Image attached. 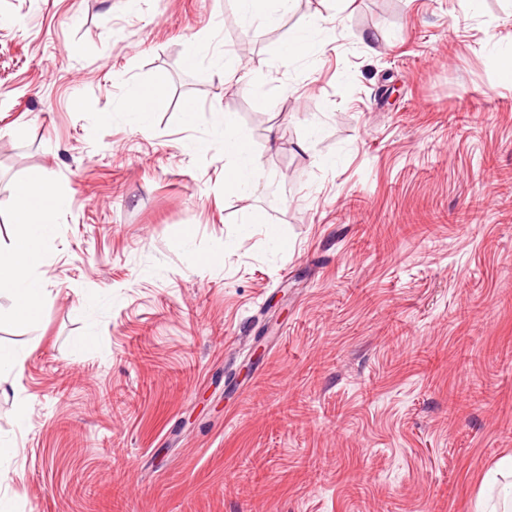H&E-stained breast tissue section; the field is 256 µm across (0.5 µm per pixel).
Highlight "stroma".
I'll list each match as a JSON object with an SVG mask.
<instances>
[{"instance_id":"35a3bbf8","label":"stroma","mask_w":512,"mask_h":512,"mask_svg":"<svg viewBox=\"0 0 512 512\" xmlns=\"http://www.w3.org/2000/svg\"><path fill=\"white\" fill-rule=\"evenodd\" d=\"M335 12L0 0V244L28 173L68 198L37 328L0 323L26 356L0 391L15 512L506 506L512 0H352L333 42L283 57L296 19ZM143 87L147 132L124 116ZM228 112L262 162L246 200L224 191ZM278 5L276 9H267L264 0H234L233 3L238 13L243 19L252 24L254 22H262L265 25H274L280 18V12H285L291 1L275 0Z\"/></svg>"}]
</instances>
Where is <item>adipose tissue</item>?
Listing matches in <instances>:
<instances>
[{"instance_id":"adipose-tissue-1","label":"adipose tissue","mask_w":512,"mask_h":512,"mask_svg":"<svg viewBox=\"0 0 512 512\" xmlns=\"http://www.w3.org/2000/svg\"><path fill=\"white\" fill-rule=\"evenodd\" d=\"M338 21L335 15L317 21L299 19L284 48L285 56L298 59L308 55L317 37L327 36ZM221 137L225 192L244 197L253 195L258 187L261 161L249 137L239 128L234 113H225ZM66 204L65 194L38 171L29 174L15 193L16 230L9 247L0 249V293L8 294L12 300L4 317L15 327L27 329L40 319L47 293L37 271L44 263V245L56 232L54 216Z\"/></svg>"}]
</instances>
